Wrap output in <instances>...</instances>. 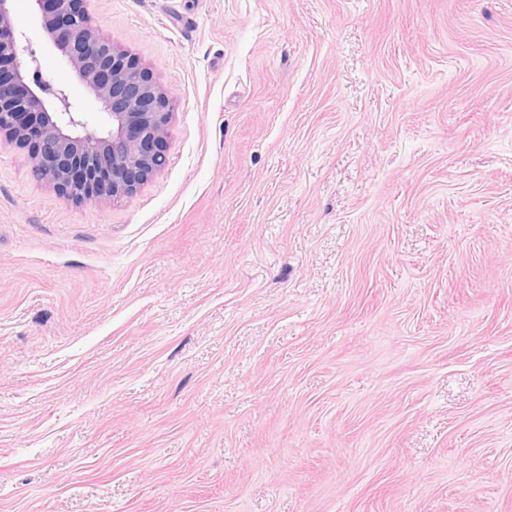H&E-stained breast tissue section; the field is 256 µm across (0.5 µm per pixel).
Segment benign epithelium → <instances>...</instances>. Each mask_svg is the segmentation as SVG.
I'll return each instance as SVG.
<instances>
[{"label": "benign epithelium", "mask_w": 512, "mask_h": 512, "mask_svg": "<svg viewBox=\"0 0 512 512\" xmlns=\"http://www.w3.org/2000/svg\"><path fill=\"white\" fill-rule=\"evenodd\" d=\"M11 2L0 0V140L25 150L37 179L76 203L133 195L166 165L172 112L164 88L100 34L87 0H31L51 48L101 103L98 122L89 123L43 77Z\"/></svg>", "instance_id": "benign-epithelium-1"}]
</instances>
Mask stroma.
<instances>
[{
    "label": "stroma",
    "mask_w": 512,
    "mask_h": 512,
    "mask_svg": "<svg viewBox=\"0 0 512 512\" xmlns=\"http://www.w3.org/2000/svg\"><path fill=\"white\" fill-rule=\"evenodd\" d=\"M88 9L167 164L0 144V512H512V0Z\"/></svg>",
    "instance_id": "1"
}]
</instances>
